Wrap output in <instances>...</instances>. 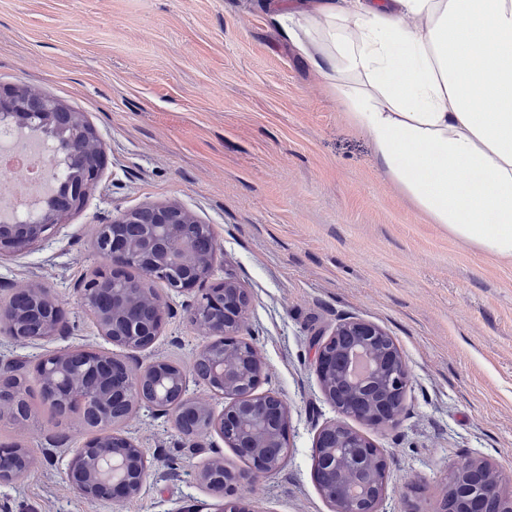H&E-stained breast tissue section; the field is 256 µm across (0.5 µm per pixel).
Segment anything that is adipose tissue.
I'll list each match as a JSON object with an SVG mask.
<instances>
[{
	"label": "adipose tissue",
	"mask_w": 512,
	"mask_h": 512,
	"mask_svg": "<svg viewBox=\"0 0 512 512\" xmlns=\"http://www.w3.org/2000/svg\"><path fill=\"white\" fill-rule=\"evenodd\" d=\"M275 20L414 207L512 262V0H312Z\"/></svg>",
	"instance_id": "adipose-tissue-1"
}]
</instances>
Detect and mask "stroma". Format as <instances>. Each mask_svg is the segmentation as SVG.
I'll return each instance as SVG.
<instances>
[{
  "instance_id": "1",
  "label": "stroma",
  "mask_w": 512,
  "mask_h": 512,
  "mask_svg": "<svg viewBox=\"0 0 512 512\" xmlns=\"http://www.w3.org/2000/svg\"><path fill=\"white\" fill-rule=\"evenodd\" d=\"M273 0H0V88L32 87L83 113L103 144L102 174L82 210L46 244L0 258L8 286L42 283L65 303L67 337L36 345L0 336V353L105 348L76 288L100 266L93 228L119 212L171 202L211 225L219 277L245 288L240 337L266 364L257 391L289 407L290 452L241 488L252 512H331L313 468L318 431L339 420L318 381L313 341L345 319L376 323L405 358L404 408L391 426L348 420L389 458L380 512H438L450 471L490 463L512 493V264L450 238L385 176L367 139L272 19ZM170 301L148 360L190 368L205 336ZM36 415L0 418V442L31 467L0 484V512H215L202 485L212 430L186 441L172 417L134 410L122 434L150 463L140 496L111 505L69 484L65 448L89 433L51 415L33 365Z\"/></svg>"
}]
</instances>
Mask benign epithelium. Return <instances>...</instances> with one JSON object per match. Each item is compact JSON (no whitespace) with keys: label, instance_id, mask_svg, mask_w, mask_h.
Instances as JSON below:
<instances>
[{"label":"benign epithelium","instance_id":"benign-epithelium-1","mask_svg":"<svg viewBox=\"0 0 512 512\" xmlns=\"http://www.w3.org/2000/svg\"><path fill=\"white\" fill-rule=\"evenodd\" d=\"M22 89H0V124H26L18 111ZM44 131L66 133L65 141L81 139L91 146L84 166L60 179L54 194L59 203L43 208L34 219L0 224V254L21 253L48 240L73 211L82 209L89 191L98 183L102 144L96 130L80 112H70L60 100L44 95L37 104ZM213 237L207 224L198 223L177 203L125 210L107 224L97 226L94 249L105 264L77 289L110 349L63 348L37 359L34 370L42 399L64 416L77 413L82 425L95 434L68 451L66 477L84 498L99 503H120L142 493L149 465L131 438L112 431L116 409L144 407L155 415L172 416L175 427L190 447L195 426L207 423L230 448L249 456L251 469L234 473L224 469L223 457H212L200 472L201 482L223 497L221 512H250L244 497L235 495L245 480L279 471L288 456V404L275 394L256 395L265 365L254 346L238 338L248 305L247 293L237 282L224 279L187 308L190 322L210 338L195 355L193 364L204 363V382L229 400L221 411L188 397L189 371L164 360L146 362L140 352L149 348L161 332L166 302L154 284L165 283L179 294L214 276L217 247L193 250L199 236ZM134 267L132 279L125 270ZM64 305L55 289L28 284L12 289L0 300V333L15 343L34 344L68 334ZM350 333L359 339L373 366L365 376L349 382L347 392L336 389V337ZM119 351H114V348ZM317 372L326 400L345 418L368 424L394 419L402 407L408 374L405 360L390 336L378 325L361 319L336 326L317 352ZM23 364L0 359V408L19 427L31 419L24 384ZM341 448L354 472L376 462L382 473L388 457L364 435L344 422L324 426L314 445V472L336 470ZM31 460L18 446L0 448V483L8 484L26 472ZM333 512H379L384 491L359 498L336 497L321 489ZM497 494L498 512H512V496L504 495L484 463L469 461L457 468L451 495L443 512H486L485 496Z\"/></svg>","mask_w":512,"mask_h":512}]
</instances>
